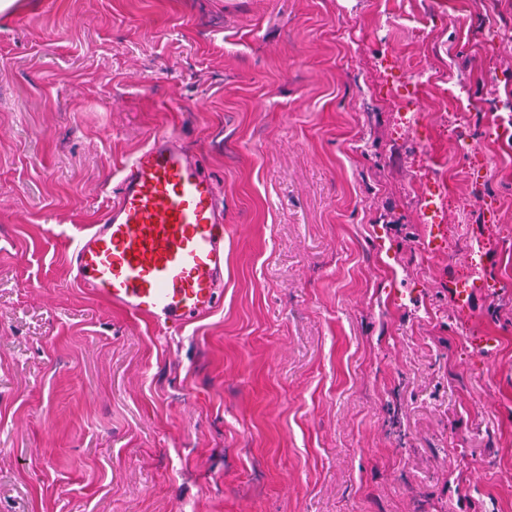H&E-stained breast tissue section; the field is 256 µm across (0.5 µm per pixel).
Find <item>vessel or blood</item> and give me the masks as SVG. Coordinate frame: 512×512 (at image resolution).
Returning <instances> with one entry per match:
<instances>
[{"mask_svg": "<svg viewBox=\"0 0 512 512\" xmlns=\"http://www.w3.org/2000/svg\"><path fill=\"white\" fill-rule=\"evenodd\" d=\"M75 282L168 332L210 313L224 270L215 187L167 132L125 164L98 224L72 238Z\"/></svg>", "mask_w": 512, "mask_h": 512, "instance_id": "vessel-or-blood-1", "label": "vessel or blood"}]
</instances>
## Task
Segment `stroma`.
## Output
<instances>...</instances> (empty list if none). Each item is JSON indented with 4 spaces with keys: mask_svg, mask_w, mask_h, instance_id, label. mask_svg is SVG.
I'll return each mask as SVG.
<instances>
[{
    "mask_svg": "<svg viewBox=\"0 0 512 512\" xmlns=\"http://www.w3.org/2000/svg\"><path fill=\"white\" fill-rule=\"evenodd\" d=\"M504 33L512 0L0 11V512H512ZM441 57L475 111L409 81ZM160 130L227 228L178 334L78 288L64 239Z\"/></svg>",
    "mask_w": 512,
    "mask_h": 512,
    "instance_id": "1",
    "label": "stroma"
}]
</instances>
